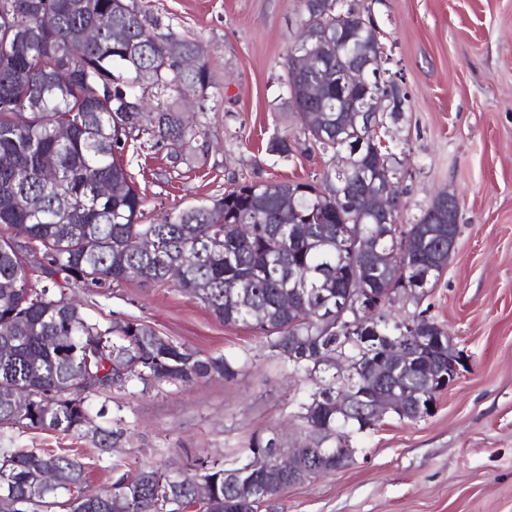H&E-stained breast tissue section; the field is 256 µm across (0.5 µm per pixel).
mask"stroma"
I'll list each match as a JSON object with an SVG mask.
<instances>
[{
    "mask_svg": "<svg viewBox=\"0 0 512 512\" xmlns=\"http://www.w3.org/2000/svg\"><path fill=\"white\" fill-rule=\"evenodd\" d=\"M160 32L200 41L212 73L205 96L179 105L202 128L200 155L172 160L142 145L128 168L153 219L211 203L250 181H312L326 157L300 142L267 149L277 129L299 130L284 58L300 29L297 0H139ZM386 36L390 71L407 93L387 136L401 161L399 221L413 223L440 192L459 205L454 256L402 320L427 312L469 362L430 416H394L355 435L354 464L288 487L259 512H512V0H365ZM89 317L150 324L198 352L239 358L231 380L201 379L88 393L96 425L124 429L108 453L90 434L0 428V450L48 449L84 465L87 489L111 486L116 464L182 468L225 459L253 436L294 434L291 400L312 382L243 325H227L172 285L132 280L107 295L67 289Z\"/></svg>",
    "mask_w": 512,
    "mask_h": 512,
    "instance_id": "stroma-1",
    "label": "stroma"
}]
</instances>
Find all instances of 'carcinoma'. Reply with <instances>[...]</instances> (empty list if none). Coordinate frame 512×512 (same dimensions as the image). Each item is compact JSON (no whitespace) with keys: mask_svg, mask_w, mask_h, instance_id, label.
Here are the masks:
<instances>
[{"mask_svg":"<svg viewBox=\"0 0 512 512\" xmlns=\"http://www.w3.org/2000/svg\"><path fill=\"white\" fill-rule=\"evenodd\" d=\"M307 25L310 65L304 80L286 77L292 110H309L300 134L328 156V167L312 181L252 182L224 192L209 204L163 214L145 222V198L128 172L130 142L140 139L169 146L179 157L194 148L201 129L184 123L170 93L205 96L212 77L202 45L158 32L138 0H0V426L82 433L92 420L85 404L94 378L123 388L130 381L143 387L204 378L225 380L237 374L238 359L202 357L165 338L150 325L114 318L100 323L87 317L66 296L63 286L76 285L99 294L134 279L167 284V267L178 262L185 277L176 287L199 300L226 325L242 324L268 339L291 370L315 382L316 388L296 398L294 417L301 420L314 447L321 449L318 470L336 464L326 448H341L368 421L360 407L364 371H387L381 391L422 403L436 399L448 367V332L429 320L416 329L436 340L419 346L410 366L400 367L390 348L405 326L387 313L393 296L413 288L434 287L448 264V202L439 193L416 223H386L375 202L386 180L398 179L396 159L376 152L366 124L348 121V99L383 94L397 99L401 91L390 77L370 88L319 84L321 72L336 59L366 61L381 49L380 32L368 10L354 0H298ZM104 14L112 27L82 42L74 33ZM196 55L194 71L164 67L168 56ZM152 70L156 85L146 86L140 72ZM153 107H133L147 97ZM41 108L28 110L31 102ZM72 135L61 140L57 128ZM362 140L365 148L349 152L346 172L336 170V151ZM297 143L288 130L276 133L269 151L289 156ZM57 167V179L41 177L44 160ZM345 179L348 196H336V182ZM112 184L106 197L94 193L100 183ZM31 197L41 210H28ZM294 207L284 210L280 199ZM360 227L371 248L390 252L383 264L352 260L343 230ZM413 233L414 251L405 258L395 250L399 235ZM152 237L156 247L144 252L136 238ZM45 284L30 283L28 256L34 249ZM362 288L358 315L345 323L327 322L336 296H345L352 278ZM285 295L293 307L281 306ZM373 334L378 341L356 346L351 337ZM60 341H54V337ZM344 352L360 370L344 386L357 396L356 409L336 415L339 382L316 369V357ZM27 394L28 405L17 410L11 397ZM120 429L97 427L95 448L108 452L122 438ZM269 440L256 436L249 448L232 459L195 460L201 474L142 468L123 473L112 488H83L84 465L75 457L17 449L0 454V512H39L58 506L66 512H192L193 483L201 476L212 494L204 512H258L248 502L237 473L246 459L269 451ZM55 481L42 484L46 466Z\"/></svg>","mask_w":512,"mask_h":512,"instance_id":"carcinoma-1","label":"carcinoma"}]
</instances>
